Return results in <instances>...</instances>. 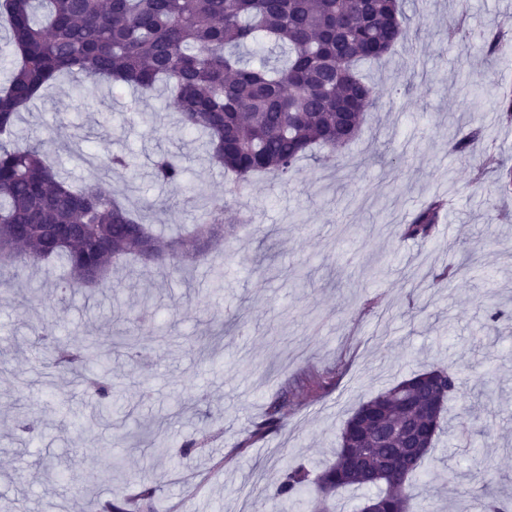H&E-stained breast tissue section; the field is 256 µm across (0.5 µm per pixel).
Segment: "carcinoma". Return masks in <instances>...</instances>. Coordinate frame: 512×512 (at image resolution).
Instances as JSON below:
<instances>
[{"label":"carcinoma","instance_id":"cac0c4a2","mask_svg":"<svg viewBox=\"0 0 512 512\" xmlns=\"http://www.w3.org/2000/svg\"><path fill=\"white\" fill-rule=\"evenodd\" d=\"M10 25L11 68L0 89V260L59 267L62 280L47 299L66 304L88 285L112 290L109 272L129 258L165 261L178 244L197 247L205 229L224 223V206L198 207L200 223L162 248L149 225L112 193L110 174L127 169L121 155L77 158L91 167L88 179L67 180L43 144L9 141L20 111L43 87L63 75L75 84L108 81L145 95L157 83L170 87L177 126L206 137L208 158L231 178L233 187L272 174L286 180L316 147L338 150L353 141L379 97L358 71L362 63L390 54L404 38L403 0H0V19ZM512 42V29L500 27L482 42L496 57ZM266 55L255 64L252 47ZM500 119L512 124V94L495 96ZM349 113L345 123L336 108ZM482 127L473 122L455 136L452 150L469 157L477 174L495 168L502 195L512 194V167L477 151ZM151 178L163 187H184V168L169 152L152 161ZM448 202L433 197L401 229L404 239H429ZM30 343L69 370L73 380L95 397V421L112 418L117 400L104 372H83L88 353L104 356L112 348L136 361L146 346L137 338L62 342L54 325L41 320L29 328ZM461 394L454 370L441 366L413 373L359 404L345 421L334 460L315 479L303 467L289 471L271 499L283 506L303 504L310 486L318 497L314 512H336L329 505L339 490L373 488L369 502L378 512H412L407 480L430 484L422 470L426 456L403 460L411 432L426 431L429 447L447 426L437 412ZM282 404H270L255 424L254 436L282 426ZM362 459L353 465L351 458ZM401 470L383 475L388 462ZM135 498L109 497L95 512H157L162 488L137 478ZM472 486L452 504V512H512V500L487 493L491 477L475 462Z\"/></svg>","mask_w":512,"mask_h":512}]
</instances>
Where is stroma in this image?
<instances>
[{"label": "stroma", "instance_id": "1", "mask_svg": "<svg viewBox=\"0 0 512 512\" xmlns=\"http://www.w3.org/2000/svg\"><path fill=\"white\" fill-rule=\"evenodd\" d=\"M405 10L404 41L365 70L377 112L342 153L316 151L285 183L260 176L225 194L200 142L173 127L162 86L136 96L64 80L22 110L21 135L61 125L83 153L129 157L111 185L166 235L192 223L195 210L155 184L150 166L158 153L179 154L198 199L223 204L224 225L205 259L182 257L183 274L153 262L120 266L115 292L84 291L48 312L63 339L126 330L147 346L138 363L116 350L108 365L142 425L136 437L118 414L110 426L85 427L91 407L67 374L43 386L50 367L23 331L46 313L38 298L55 276L0 264V500L18 512H92L111 495L97 475L119 459L128 473L148 471L174 512H275L265 490L287 468L318 473L353 409L440 364L456 370L463 391L487 374L494 392L475 415L449 400V429L423 464L437 476L434 494H466L478 457L491 467L494 493L512 494V200L500 201L495 173L475 183L470 159L450 150L476 120L482 149L512 164V126L498 122L488 93L512 88V51L494 59L480 51L484 34L512 22V0H406ZM461 13L464 42H445ZM436 195L448 211L434 236L401 239L397 225ZM458 264L459 276L434 280L435 270ZM292 271L299 287L288 285ZM146 293L148 313L129 312ZM493 303L504 313L495 322ZM309 371L333 379L324 389L299 386ZM200 388L206 401L193 397ZM279 400L281 428L251 439L252 422ZM20 418L37 423L33 438L15 432ZM191 435L206 446L191 466L177 465Z\"/></svg>", "mask_w": 512, "mask_h": 512}]
</instances>
